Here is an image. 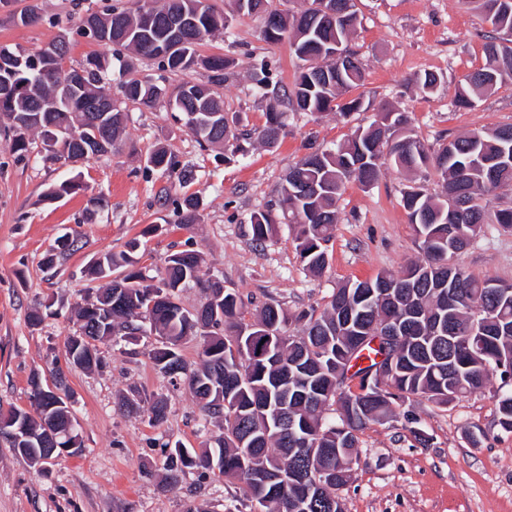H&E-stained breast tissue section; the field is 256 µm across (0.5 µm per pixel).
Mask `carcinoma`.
I'll use <instances>...</instances> for the list:
<instances>
[{"instance_id":"cac0c4a2","label":"carcinoma","mask_w":512,"mask_h":512,"mask_svg":"<svg viewBox=\"0 0 512 512\" xmlns=\"http://www.w3.org/2000/svg\"><path fill=\"white\" fill-rule=\"evenodd\" d=\"M469 2L482 20H491L492 29L479 33L483 65L466 74L457 88L456 102L462 107L512 80V44L500 43L497 29L512 28V0ZM340 3L352 10L326 18L323 9ZM354 7V0H311L298 15L260 11L270 29L264 40H288L301 65L288 89L273 81L271 63L261 60L253 73L257 92L293 112L347 116L362 111L359 98L336 103L338 90L363 81L359 61L349 51L339 65L329 58L336 40H345L356 26ZM92 16L102 30L98 43L113 48L112 58L86 59L81 65L85 81L67 93L59 85L71 74L63 66L70 42L57 37L47 55L0 47V118L13 132V151L26 150V135L33 130L48 140L56 135L54 157L73 163L121 150L126 145L124 113L114 108L96 124L89 111L90 102L107 95L103 75L112 69L111 60H120V47L158 61L161 71L156 78L138 77L118 67L126 101L150 108L172 89L177 91L170 104L175 119L199 141L223 146L250 136L239 131L238 116L224 112L219 92L233 59L198 53L215 32L229 29L226 15L216 13L206 0H140L133 11L114 8ZM196 67L207 71L206 80L168 83L166 74ZM286 116L273 108L265 113L264 125L254 129L265 147H276ZM384 116L391 117L390 123L359 126L337 147L304 156L289 170L280 193L300 261L306 271L320 275L327 268L337 203L348 181L369 186L387 164L440 173L441 193L431 194L422 184L402 192L401 204L423 259L399 275H383L385 288H378L376 280L346 282L319 314L303 310L291 315L281 304L269 303L249 323L238 294L224 288L218 277H204L197 251L168 255L157 275L148 276L138 267L139 242L133 240L127 249L108 253L89 267L93 279L119 272L124 277L98 292L100 307H79L84 340L64 346L66 366L90 370L101 364L96 343L120 334L135 344L149 333L158 337V345L147 351L148 358L160 371L186 378L204 420L223 430L222 441L165 448L171 481L188 470H216L227 480L243 482L251 507L261 512H344L336 490L350 478L360 432L420 398L446 407L484 389L494 376L500 379L494 392L498 425L512 433V378H507L512 375V282L480 279L449 262L482 226L512 230L511 206L489 214L482 205L485 197L512 188V164L503 160L512 151V124L456 136L434 150L413 133L407 113L389 111ZM364 157L367 161L355 166ZM146 164L180 184L193 179L192 171L162 148ZM81 189L75 176L49 189L47 197L54 200ZM199 209L198 197H184V223H198ZM250 223L253 240L260 245L277 233L270 208L255 212ZM191 283L205 295L193 311L179 301L182 288ZM293 321L303 323L302 330L288 335L285 327ZM395 324L400 331L393 344L375 341L379 331ZM188 337L201 340L193 365L180 353ZM371 372L380 375L375 388L352 389L350 382L357 378L361 387ZM70 415L65 404L50 409L41 401L33 414L19 411L14 427L24 428L27 438L12 448L31 467L49 462L54 456L39 445L45 424ZM166 418L167 402L157 397L149 422L159 425ZM270 470L288 478L287 490L260 477ZM318 472L325 474L319 491L311 487Z\"/></svg>"}]
</instances>
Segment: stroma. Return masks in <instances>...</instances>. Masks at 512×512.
<instances>
[{
  "mask_svg": "<svg viewBox=\"0 0 512 512\" xmlns=\"http://www.w3.org/2000/svg\"><path fill=\"white\" fill-rule=\"evenodd\" d=\"M136 0H0V45L35 54L59 35L72 44L66 67L75 68L102 46L81 33L88 10L108 6L131 9ZM37 6V23L19 16ZM358 22L349 42L363 69L362 86L349 98L369 107L343 117L336 112H292L275 148L244 141L243 153L231 146L208 147L182 124L168 104L146 108L122 102L126 145L122 151L71 164L52 158L40 133L28 134L26 152L10 148L12 134L0 121V411L32 410V374L48 378L54 357L78 329L76 309L99 287L88 267L103 254L141 242L138 254L148 275H156L173 252L200 251L203 273H214L244 302L246 320L262 306L278 303L289 312L323 310L336 287L346 281L399 273L420 259L415 232L401 205V193L414 174L385 166L377 182L350 181L338 203V223L328 245V268L315 277L302 266L287 227L266 244L252 239L250 218L279 198L289 169L313 149L347 139L375 118L377 109L408 113L415 133L431 147L455 136L512 124V81L477 99L474 107L455 103V90L484 62L478 33L484 24L465 0H356ZM262 20L236 16L229 33L200 46L203 56L229 55L234 64L224 82L226 112L246 115L261 126L271 102L255 90V57L276 64V78L292 86L297 61L288 43L262 37ZM441 82L430 95L413 83L422 72ZM165 148L192 168L194 179L171 188L168 175L145 168L147 157ZM83 190L47 200V191L72 177ZM197 195L201 220L181 221L184 196ZM100 198L92 206L91 198ZM75 238L73 250L53 255L61 235ZM456 264L481 278L512 281V232L489 226ZM40 311L38 325L29 315ZM141 337L136 352L122 339L99 344L102 365L91 372L65 371L74 399L72 411L83 452L52 460L36 472L0 438V512H187L202 506L224 512L243 506L245 486L191 471L176 484L162 482L161 445L179 441L189 448L218 434L206 423L185 379L160 372L147 356L155 345ZM487 389L439 407L415 402L419 443L407 419L396 416L369 425L359 435L351 477L339 489L345 512H512V433L497 424L493 392ZM159 395L167 418L151 426L146 413L123 406L131 391ZM484 431L480 445L468 434Z\"/></svg>",
  "mask_w": 512,
  "mask_h": 512,
  "instance_id": "1",
  "label": "stroma"
}]
</instances>
